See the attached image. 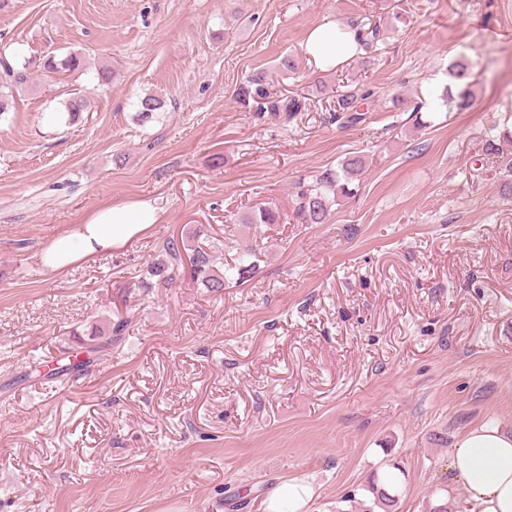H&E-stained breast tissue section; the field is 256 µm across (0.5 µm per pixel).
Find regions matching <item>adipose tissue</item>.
I'll list each match as a JSON object with an SVG mask.
<instances>
[{"label":"adipose tissue","mask_w":512,"mask_h":512,"mask_svg":"<svg viewBox=\"0 0 512 512\" xmlns=\"http://www.w3.org/2000/svg\"><path fill=\"white\" fill-rule=\"evenodd\" d=\"M303 48L322 69L338 67L358 51L357 32L325 21L306 35ZM158 212L145 201L97 209L74 231L56 237L43 255L48 271L96 256L139 238ZM452 478L465 491L464 512H512V434L482 425L457 442L449 462Z\"/></svg>","instance_id":"adipose-tissue-1"}]
</instances>
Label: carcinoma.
<instances>
[{
	"label": "carcinoma",
	"mask_w": 512,
	"mask_h": 512,
	"mask_svg": "<svg viewBox=\"0 0 512 512\" xmlns=\"http://www.w3.org/2000/svg\"><path fill=\"white\" fill-rule=\"evenodd\" d=\"M84 57L79 53H71L62 59L54 55L42 58L41 72L57 74L59 72L79 73L83 71ZM473 64L470 60L461 57L454 60L449 68L450 75L462 82L463 88L458 94L445 90L442 96L443 105L452 111L469 107L473 102V91L470 88L469 78ZM28 87V76L23 69L16 68L7 56L0 57V112L10 110L15 93ZM237 96L244 102L253 101L258 104L261 112H285L293 115L302 110L303 104L296 98H276L267 88V79L264 73L252 74L246 82L239 86ZM359 94L351 90L337 95L336 108L333 117H339L341 112H352L357 108ZM164 107V101L153 94H146L138 98L136 102L137 116L142 121L153 118ZM88 108V100L76 96L65 102V111L69 120L76 121L82 112ZM365 159L361 156H351L344 160L340 169H326L310 183L300 182L296 186L295 202L296 215L307 224H324L331 215V203L334 197L340 195L351 197L355 194L353 184L364 172ZM281 220L280 214L269 207L258 208L245 215L244 224H277ZM203 231L192 230L181 235L180 238H171L165 242L161 251L149 263L147 278L142 281L143 288H170L185 272L184 259H189L191 264V276L196 282L211 293H222L226 283L231 278L240 282L245 279V274L256 268L251 258L257 256V250L250 249L240 255L235 264L225 270L215 266L214 253L220 250L222 241L216 239L210 244L201 241ZM129 318H120L116 321H107L105 326L94 327L91 332L92 344L86 347L87 359L65 364L50 370L46 377L51 380H59L82 367H87L94 361L96 354L112 348L114 337L123 335L128 326ZM377 504L384 508L395 505V494L374 482L370 485Z\"/></svg>",
	"instance_id": "1"
}]
</instances>
